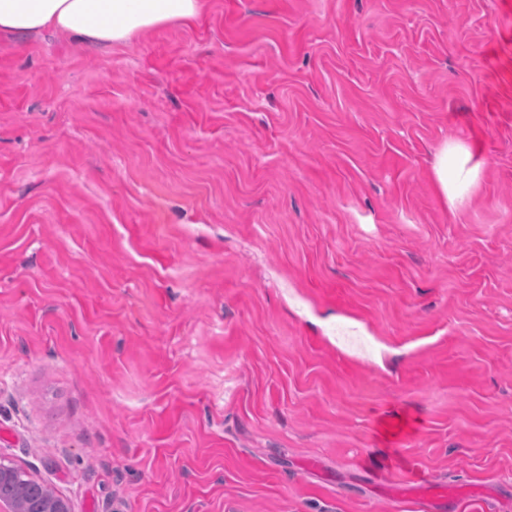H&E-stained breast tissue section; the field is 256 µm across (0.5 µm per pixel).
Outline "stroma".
Masks as SVG:
<instances>
[{"label":"stroma","mask_w":512,"mask_h":512,"mask_svg":"<svg viewBox=\"0 0 512 512\" xmlns=\"http://www.w3.org/2000/svg\"><path fill=\"white\" fill-rule=\"evenodd\" d=\"M0 457L70 512H512V0L0 33ZM467 155L458 147L448 146L434 166L436 180L451 201L462 200L477 180V171L468 166Z\"/></svg>","instance_id":"stroma-1"}]
</instances>
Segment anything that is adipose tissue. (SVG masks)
I'll list each match as a JSON object with an SVG mask.
<instances>
[{
  "mask_svg": "<svg viewBox=\"0 0 512 512\" xmlns=\"http://www.w3.org/2000/svg\"><path fill=\"white\" fill-rule=\"evenodd\" d=\"M202 0H0V32L23 38L47 29L84 44L122 43L135 34L174 21L195 19ZM450 200L463 199L477 180L467 155L445 148L434 166Z\"/></svg>",
  "mask_w": 512,
  "mask_h": 512,
  "instance_id": "ef3b65f1",
  "label": "adipose tissue"
}]
</instances>
